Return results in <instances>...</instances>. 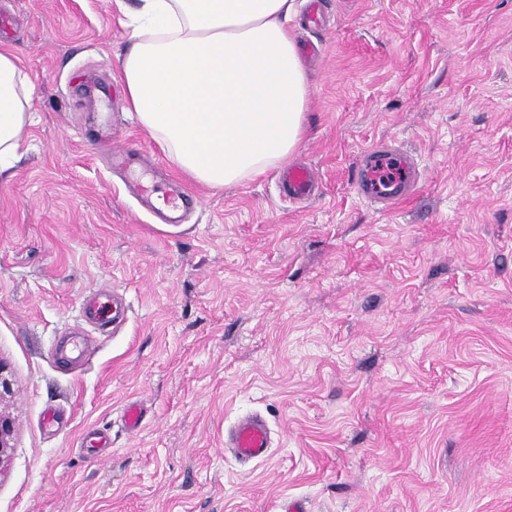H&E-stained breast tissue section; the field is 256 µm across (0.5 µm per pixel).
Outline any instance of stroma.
<instances>
[{
    "mask_svg": "<svg viewBox=\"0 0 512 512\" xmlns=\"http://www.w3.org/2000/svg\"><path fill=\"white\" fill-rule=\"evenodd\" d=\"M137 4L0 0L34 89L0 172V512H512V0L293 16L304 202L277 167L215 191L165 158L117 70ZM381 140L421 172L390 210L353 184ZM113 289L126 323L66 371L58 339ZM252 413L273 446L242 465L224 433ZM283 175L288 180L289 192L296 198L306 197L317 178L315 171L306 166H291Z\"/></svg>",
    "mask_w": 512,
    "mask_h": 512,
    "instance_id": "obj_1",
    "label": "stroma"
}]
</instances>
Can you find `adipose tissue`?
<instances>
[{
	"instance_id": "obj_1",
	"label": "adipose tissue",
	"mask_w": 512,
	"mask_h": 512,
	"mask_svg": "<svg viewBox=\"0 0 512 512\" xmlns=\"http://www.w3.org/2000/svg\"><path fill=\"white\" fill-rule=\"evenodd\" d=\"M295 0H141L118 58L128 109L210 189L285 162L303 139L308 84L287 22ZM33 87L0 47V165L15 157Z\"/></svg>"
}]
</instances>
